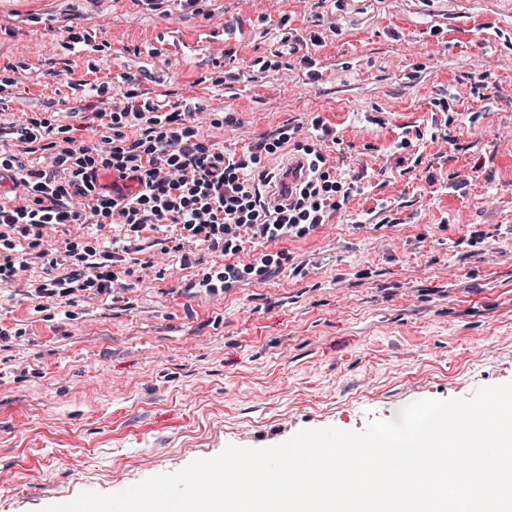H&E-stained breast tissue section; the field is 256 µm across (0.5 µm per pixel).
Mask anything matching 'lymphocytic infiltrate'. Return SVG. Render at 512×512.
Returning a JSON list of instances; mask_svg holds the SVG:
<instances>
[{"instance_id": "1", "label": "lymphocytic infiltrate", "mask_w": 512, "mask_h": 512, "mask_svg": "<svg viewBox=\"0 0 512 512\" xmlns=\"http://www.w3.org/2000/svg\"><path fill=\"white\" fill-rule=\"evenodd\" d=\"M190 115L187 109L157 114L118 101L98 115L111 131L98 144L50 141V126L38 122L0 126V142L17 139L25 154L36 153L45 140L54 151L51 165L41 168L26 164L25 154L0 155V172H9L22 191L21 204H0V282L38 264L44 275L29 289L30 299L63 309L109 299L130 290L124 266L154 246L155 232L166 228L176 243L162 252L179 266L190 264L187 242L225 256L224 267L200 282L220 299L235 285L284 269L289 254L281 243L305 239L359 190L356 181L332 173L316 143L301 139V126L250 143L235 156L199 136ZM129 126L140 127L138 138L128 139ZM288 142L305 160L306 172L287 202L274 204L261 192L273 180L266 161ZM104 173L131 183V191L102 184ZM68 225L76 227V238L58 243L56 232ZM84 236L89 244L79 245ZM261 241L277 244V252L239 261L247 245ZM137 265L144 278L156 271L151 260Z\"/></svg>"}]
</instances>
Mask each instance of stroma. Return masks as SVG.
<instances>
[{"mask_svg":"<svg viewBox=\"0 0 512 512\" xmlns=\"http://www.w3.org/2000/svg\"><path fill=\"white\" fill-rule=\"evenodd\" d=\"M128 93L227 151L323 120L361 192L220 301L217 253L72 320L0 284V512L512 382V0H0V123L94 143Z\"/></svg>","mask_w":512,"mask_h":512,"instance_id":"obj_1","label":"stroma"}]
</instances>
